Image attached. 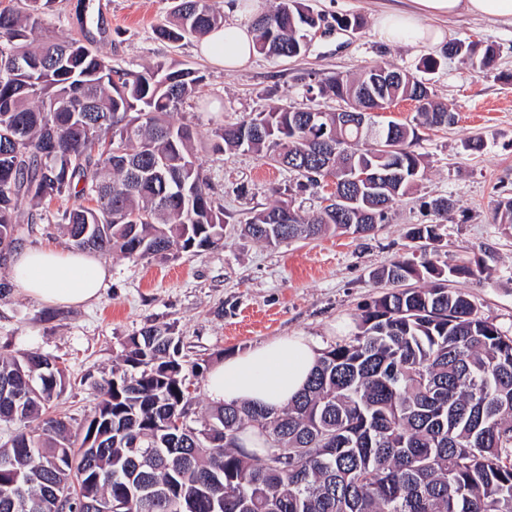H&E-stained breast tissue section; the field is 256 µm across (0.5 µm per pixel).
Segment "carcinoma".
<instances>
[{"mask_svg":"<svg viewBox=\"0 0 512 512\" xmlns=\"http://www.w3.org/2000/svg\"><path fill=\"white\" fill-rule=\"evenodd\" d=\"M54 3L0 6V253L32 230L39 205L62 197L74 199L60 224L79 250L143 261L224 244L196 133L170 121L204 75L163 61L127 69L77 39L38 38ZM320 22L301 0H280L251 22L257 52L298 57ZM223 27L209 0H178L157 34L176 42ZM382 70L313 79L306 93L330 92L351 113L411 100L416 123L337 126L334 112L275 105L214 130V152L252 151L296 173L300 189L362 166L381 174L343 218L332 206L305 218L278 188L242 225L247 237H364L422 179L417 127L452 125L455 113L409 71ZM483 264L445 270L423 251L378 271L383 291L355 332L321 350L306 386L276 411L234 402L194 424L168 327L127 339L111 377L90 382L94 410L76 425L49 412L65 388L57 361L0 355V423L20 425L0 444V512H512V336L448 288ZM248 433L264 448H246ZM295 448L303 454L286 464L271 456ZM18 475L27 483L8 488Z\"/></svg>","mask_w":512,"mask_h":512,"instance_id":"carcinoma-1","label":"carcinoma"}]
</instances>
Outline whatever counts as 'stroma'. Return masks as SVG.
I'll return each mask as SVG.
<instances>
[{"label":"stroma","instance_id":"obj_1","mask_svg":"<svg viewBox=\"0 0 512 512\" xmlns=\"http://www.w3.org/2000/svg\"><path fill=\"white\" fill-rule=\"evenodd\" d=\"M323 17L305 54L288 59L255 55L251 63L224 71L200 56L196 39L169 43L156 39L175 0H56L44 18L47 34L81 37L102 28L94 46L113 64L134 70L162 60L197 69L205 77L201 96L174 112L175 123L198 132L197 153L229 221L224 244L200 255L132 261L102 254L111 278L101 298L89 305L50 306L15 288L8 261L0 259V354L37 352L65 366L58 413L83 421L93 409L87 378L109 375L129 336L151 325H166L179 341L184 360L197 365L189 379L193 416L209 411L207 372L224 358L275 336L299 335L319 348L346 339L361 308L379 291L375 274L410 256L411 228L438 224L430 249L439 264L485 259L487 271L456 286L469 293L482 316L512 336V224L495 218L498 200L512 197V26L461 16L449 23V40L474 44L473 55L441 57L429 74L435 97L456 112L455 125L419 129L413 149L425 167L419 186L400 198L387 220L359 238L329 234L276 247L245 237L239 223L275 201L273 188L294 186L296 176L256 154L215 153L213 130L250 118L274 104L336 111L341 101L309 99L308 75L353 77L374 66L416 70L440 55L439 47L418 48L378 40L374 15L381 0H306ZM357 16L360 29L345 31L336 20ZM496 54V76L479 74L474 56ZM483 140L481 151L466 150L468 137ZM451 204L447 220H437L428 203ZM68 198L42 205L39 224L23 247H67L58 219Z\"/></svg>","mask_w":512,"mask_h":512}]
</instances>
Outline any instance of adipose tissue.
<instances>
[{"label":"adipose tissue","mask_w":512,"mask_h":512,"mask_svg":"<svg viewBox=\"0 0 512 512\" xmlns=\"http://www.w3.org/2000/svg\"><path fill=\"white\" fill-rule=\"evenodd\" d=\"M467 14L512 25V0H406L376 14L379 38L390 44L429 46L444 41L448 22ZM213 65L235 70L255 54V34L246 25H227L198 43ZM110 277L92 253L56 247L23 249L12 260L11 278L29 296L51 305H80L100 296ZM319 353L305 336H279L228 357L206 376L205 390L217 404L249 402L280 409L305 386Z\"/></svg>","instance_id":"obj_1"}]
</instances>
